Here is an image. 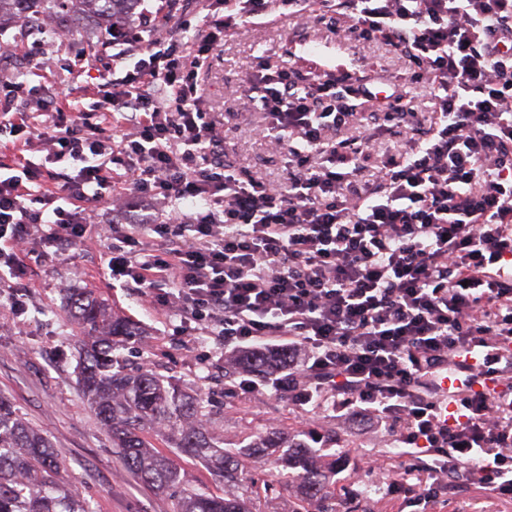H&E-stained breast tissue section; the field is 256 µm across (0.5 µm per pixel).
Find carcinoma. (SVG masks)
Segmentation results:
<instances>
[{
	"label": "carcinoma",
	"instance_id": "carcinoma-1",
	"mask_svg": "<svg viewBox=\"0 0 512 512\" xmlns=\"http://www.w3.org/2000/svg\"><path fill=\"white\" fill-rule=\"evenodd\" d=\"M37 0H0V25L22 19ZM51 12L71 20L95 17L114 24L137 9L138 0H42ZM67 305L72 320L88 339L79 345L78 385L87 406L112 434V446L125 466L144 483L171 498L173 512H266L261 502L275 492L245 485L250 458L281 449L276 479L297 486L287 512H334L330 500L332 467L296 434L260 436L240 448H225L206 431L205 401L191 396L149 369L127 368L121 351L143 335L131 318L111 313L94 297L72 292ZM263 369L265 361L243 354L228 367ZM161 437L186 456L204 461L240 495L217 494L188 483L176 459L155 450ZM0 512H92L61 472V454L48 439L27 425L0 397Z\"/></svg>",
	"mask_w": 512,
	"mask_h": 512
}]
</instances>
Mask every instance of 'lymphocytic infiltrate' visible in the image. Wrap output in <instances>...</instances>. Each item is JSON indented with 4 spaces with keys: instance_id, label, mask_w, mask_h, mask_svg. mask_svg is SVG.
I'll list each match as a JSON object with an SVG mask.
<instances>
[{
    "instance_id": "lymphocytic-infiltrate-1",
    "label": "lymphocytic infiltrate",
    "mask_w": 512,
    "mask_h": 512,
    "mask_svg": "<svg viewBox=\"0 0 512 512\" xmlns=\"http://www.w3.org/2000/svg\"><path fill=\"white\" fill-rule=\"evenodd\" d=\"M268 1L204 0L201 26L140 13L112 37L133 66L100 73L102 94L45 77L31 45L38 84L0 79L27 93L0 101V282L72 249L85 202L129 185L167 220L99 226L108 268L225 353L275 354L241 394L368 421L400 450L393 491L424 505L458 475L512 499V0H273L298 27L389 46L434 104L404 108L402 83L378 96L374 70L256 72L255 134L282 144L283 181L239 167L199 82ZM68 158L76 175L54 168Z\"/></svg>"
}]
</instances>
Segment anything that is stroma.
<instances>
[{"label":"stroma","mask_w":512,"mask_h":512,"mask_svg":"<svg viewBox=\"0 0 512 512\" xmlns=\"http://www.w3.org/2000/svg\"><path fill=\"white\" fill-rule=\"evenodd\" d=\"M48 17L45 5L30 12L24 24L0 30V68L23 69L25 51L38 39V26ZM73 36L52 43L51 74L85 86L92 74L112 66V35L93 18L68 22ZM312 45L317 55H286L291 46ZM375 69L384 75L381 95L389 85L404 82L408 68L384 44L339 45L326 24L313 22L297 32L292 20L259 16L230 30L203 75L209 111L224 123L227 145L240 166L260 175L283 172L285 156L273 142L254 138L252 129L263 120L247 95L256 67H293L303 75L335 66ZM103 244L95 231L61 256L30 264L20 278L24 310L13 315L0 309V397L61 452L64 475L90 504L92 512H173L171 500L136 480L123 466L110 434L82 402L77 386L80 332L66 310L72 291L89 293L108 308L139 321L145 336L127 354L133 368H147L207 399L206 423L225 446L246 435H269L288 429H312L322 456L336 462L332 486L336 512H348L358 500L364 512H421L413 498L391 496L387 486L397 451L378 436L357 429L337 430L329 411H303L288 399L269 400L259 394L241 398L230 394L224 377L228 357L213 338L186 331L178 316L145 302L134 289L115 285L103 263ZM430 512H512L504 501L480 490L440 496Z\"/></svg>","instance_id":"obj_1"}]
</instances>
